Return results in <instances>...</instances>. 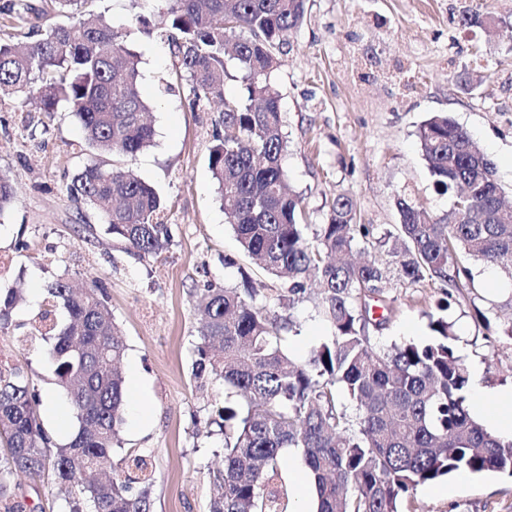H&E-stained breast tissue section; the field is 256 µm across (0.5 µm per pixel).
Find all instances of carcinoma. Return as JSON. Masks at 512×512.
Masks as SVG:
<instances>
[{"label":"carcinoma","instance_id":"carcinoma-1","mask_svg":"<svg viewBox=\"0 0 512 512\" xmlns=\"http://www.w3.org/2000/svg\"><path fill=\"white\" fill-rule=\"evenodd\" d=\"M172 52L186 74L192 103L219 98L221 128L210 167L227 222L243 252L288 280L279 304L311 293L331 334L302 364L282 349L294 321L257 302L252 288H206L196 304L195 377L224 383L238 407L224 408V469L207 512H288L285 452H301L317 512H400L420 485L464 471L512 478V439L490 433L468 406L471 375L456 355L453 324L430 321L433 340L380 349L392 309L383 299L388 268L347 259L371 229L355 223V204L336 197L325 224L305 223L301 200L287 190L281 165L287 141L270 74L275 50L303 21L306 0H170ZM233 61L245 87L224 97ZM0 89L42 112L59 102L78 118L96 155L134 156L153 128L139 85L138 55L101 15L50 25L23 45L0 43ZM434 185L451 193L438 217L409 196L395 201L398 233L377 239L401 278L474 287L467 263L499 271L512 286V213L504 212L495 163L450 115L439 112L419 130ZM92 205L126 254L157 258L169 247L156 188L118 165L91 159L67 186ZM15 188L0 175V214ZM316 287H310V282ZM29 340H42L77 429L56 443L39 413L42 398L19 365L0 363V505L11 503V478L50 471L75 497L68 512H152L149 456L122 448L126 350L108 297L98 286L76 289L66 278L47 288ZM386 313L374 316L376 304ZM62 309L64 322L55 320ZM348 395L353 411L340 399ZM112 475L102 474L111 460Z\"/></svg>","mask_w":512,"mask_h":512}]
</instances>
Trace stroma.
<instances>
[{
  "label": "stroma",
  "instance_id": "obj_1",
  "mask_svg": "<svg viewBox=\"0 0 512 512\" xmlns=\"http://www.w3.org/2000/svg\"><path fill=\"white\" fill-rule=\"evenodd\" d=\"M169 0H89L87 10L110 19L141 58L140 83L152 107L154 139L121 159L163 197L171 243L163 260H137L114 248L89 204L66 186L92 152L66 106L46 113L0 93V174L17 189L0 214V253L12 264L0 291L23 294L0 331V353L27 371L41 396L59 395L45 347L22 339L59 277L104 288L127 351L125 376L139 384L124 410V447L143 449L153 465V512H207L216 451L224 436L227 398L222 384L194 377L197 336L194 304L201 289L239 288L274 297L284 280L268 275L240 249L220 205L209 167L219 101L190 106L186 79L171 52ZM494 16L512 25V0H307L302 24L277 52L270 76L279 95L287 141L283 168L310 224L326 223L335 199L356 205L355 221L374 236L395 232L398 194H410L435 214L450 212L453 197L439 194L417 137L431 113L446 112L491 158L507 204H512V42L463 13ZM145 15L153 35L141 33ZM472 86L462 89L461 75ZM474 266L469 293L447 297L443 284L392 279L385 296L394 308L377 346L429 340V315L448 303L455 351L490 393L512 388V290L487 287ZM483 311L485 321L475 318ZM300 326L284 352L304 361L330 334L313 298L291 310ZM14 497L24 512H67L52 475L16 476ZM409 512H512V479L445 478L418 487Z\"/></svg>",
  "mask_w": 512,
  "mask_h": 512
}]
</instances>
